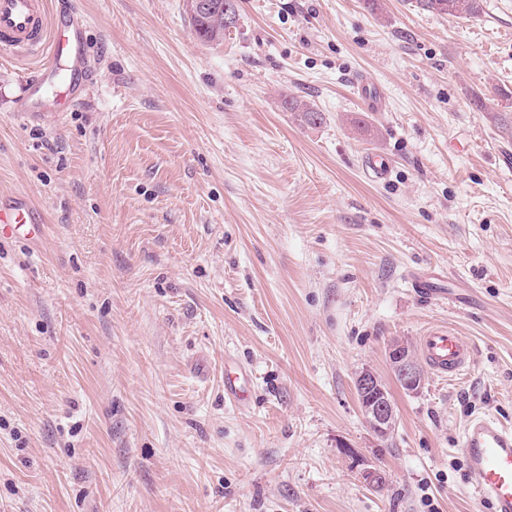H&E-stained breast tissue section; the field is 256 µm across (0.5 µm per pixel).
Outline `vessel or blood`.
<instances>
[{
	"instance_id": "vessel-or-blood-1",
	"label": "vessel or blood",
	"mask_w": 512,
	"mask_h": 512,
	"mask_svg": "<svg viewBox=\"0 0 512 512\" xmlns=\"http://www.w3.org/2000/svg\"><path fill=\"white\" fill-rule=\"evenodd\" d=\"M86 18L73 14L70 25H61L48 10L47 0H0V57H37L36 76L27 79L18 107L30 116L45 89L63 83L57 99L59 111H68L81 99L85 84L80 58ZM42 220L37 208L23 196L0 204V237L40 235ZM422 353L444 379H455L475 360L470 337L450 325L429 328L421 338ZM251 376L243 370L225 368L224 395L234 404H245ZM462 451L469 464V477L476 490L493 506V512H512V430L487 418L470 420L463 433Z\"/></svg>"
}]
</instances>
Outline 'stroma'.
<instances>
[{
    "instance_id": "1",
    "label": "stroma",
    "mask_w": 512,
    "mask_h": 512,
    "mask_svg": "<svg viewBox=\"0 0 512 512\" xmlns=\"http://www.w3.org/2000/svg\"><path fill=\"white\" fill-rule=\"evenodd\" d=\"M236 5L207 43L183 0H78L92 80L68 112L21 117L39 62L0 59V199L45 225L0 238V512H490L461 440L512 430V106L472 96L512 94V0ZM441 324L475 362L407 393L387 348ZM423 10L451 17L466 18L480 10V0H419ZM285 107L290 112H301L299 115L308 125L317 126L320 125L324 120L321 111L318 110L312 103H305L295 97L286 99ZM251 383L248 372L232 369L227 360L224 361V395L236 405H243L248 399L247 386ZM354 385L363 417L371 433L382 442L388 441L396 417L393 401L386 385L378 374L368 367L357 372ZM385 436L388 437L381 439Z\"/></svg>"
}]
</instances>
